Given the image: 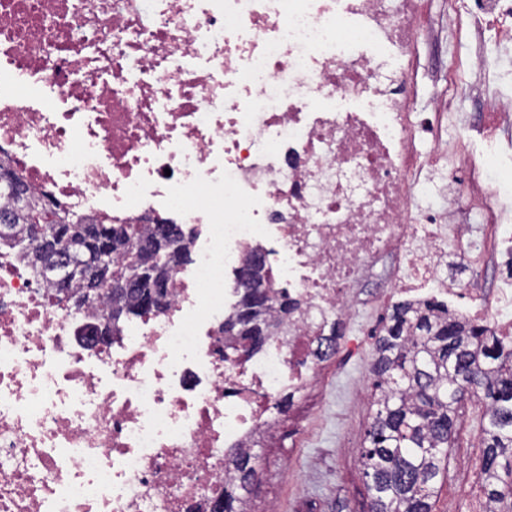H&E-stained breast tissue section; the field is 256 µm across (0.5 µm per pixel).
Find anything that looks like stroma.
<instances>
[{
    "label": "stroma",
    "mask_w": 512,
    "mask_h": 512,
    "mask_svg": "<svg viewBox=\"0 0 512 512\" xmlns=\"http://www.w3.org/2000/svg\"><path fill=\"white\" fill-rule=\"evenodd\" d=\"M420 24L436 42H422L410 74L417 112L434 111L438 101L454 100L459 112L476 114L481 102L465 82L449 74L475 49L488 59L502 52L495 35L482 46L460 31L448 16V0H422ZM376 356L374 336L360 348L337 349L327 360L317 390L295 401L287 416L259 442V477L252 485L247 512H368L369 494L360 454L373 421L372 378ZM483 408L468 402L458 422L455 446L433 499V512H470L465 466L482 457Z\"/></svg>",
    "instance_id": "obj_1"
}]
</instances>
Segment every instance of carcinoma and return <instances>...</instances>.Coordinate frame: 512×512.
Returning <instances> with one entry per match:
<instances>
[{
    "instance_id": "obj_1",
    "label": "carcinoma",
    "mask_w": 512,
    "mask_h": 512,
    "mask_svg": "<svg viewBox=\"0 0 512 512\" xmlns=\"http://www.w3.org/2000/svg\"><path fill=\"white\" fill-rule=\"evenodd\" d=\"M43 206L0 165V216L14 233L0 240L29 242L41 273L51 272L48 249L24 231ZM437 305L394 306L390 325L376 342L370 374L378 390L377 411L361 462L371 512H433L432 499L448 462L458 422V402L482 393L483 463L478 479L497 512H512V342L437 317ZM150 313L142 292L112 298V326ZM257 455L242 452L235 482L224 490L222 512H243L239 492L256 480Z\"/></svg>"
}]
</instances>
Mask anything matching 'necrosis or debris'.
I'll return each instance as SVG.
<instances>
[{
    "label": "necrosis or debris",
    "mask_w": 512,
    "mask_h": 512,
    "mask_svg": "<svg viewBox=\"0 0 512 512\" xmlns=\"http://www.w3.org/2000/svg\"><path fill=\"white\" fill-rule=\"evenodd\" d=\"M512 42V0H449ZM419 0H0V159L49 208L180 225L170 305L89 341L0 245V512H210L320 338L386 267L383 303L437 302L512 341V187L470 160L463 207L416 203L461 160L456 112L412 111ZM26 80L46 112L19 97ZM431 138L418 152L417 135ZM297 308L246 354L224 333L247 252ZM466 277L446 279L447 258Z\"/></svg>",
    "instance_id": "4bbe7bcc"
}]
</instances>
